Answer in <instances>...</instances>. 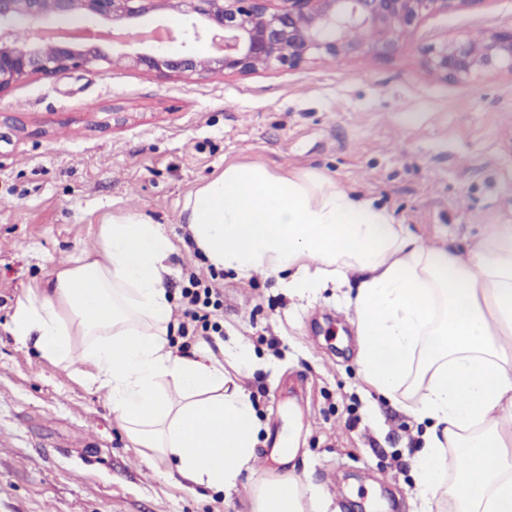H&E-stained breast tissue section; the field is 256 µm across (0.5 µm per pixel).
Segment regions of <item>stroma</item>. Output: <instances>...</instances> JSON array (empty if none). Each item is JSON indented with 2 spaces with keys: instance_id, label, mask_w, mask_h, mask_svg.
I'll use <instances>...</instances> for the list:
<instances>
[{
  "instance_id": "1",
  "label": "stroma",
  "mask_w": 512,
  "mask_h": 512,
  "mask_svg": "<svg viewBox=\"0 0 512 512\" xmlns=\"http://www.w3.org/2000/svg\"><path fill=\"white\" fill-rule=\"evenodd\" d=\"M511 27L512 0H481L428 15L412 41L369 59L203 78L104 63L0 92V512H248L250 474L190 491L128 439L107 390L18 344V303L127 214L169 235L179 302L186 269L211 276L183 205L233 164L323 173L425 244L466 252L512 224V74L455 83L429 73L427 50ZM214 279L220 341L250 353L230 375L256 409L261 476L295 471L320 512H427L420 393L382 395L361 372L358 274L301 297L262 271ZM290 435L292 463L275 462Z\"/></svg>"
}]
</instances>
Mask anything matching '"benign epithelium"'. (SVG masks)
I'll use <instances>...</instances> for the list:
<instances>
[{"label":"benign epithelium","mask_w":512,"mask_h":512,"mask_svg":"<svg viewBox=\"0 0 512 512\" xmlns=\"http://www.w3.org/2000/svg\"><path fill=\"white\" fill-rule=\"evenodd\" d=\"M482 0H0V92L33 76L101 62L159 74L247 75L296 69L309 61L366 58L396 51L426 15L472 8ZM173 11L181 28L145 29L142 18ZM64 21L70 28L52 26ZM24 23L29 38L14 27ZM209 41L218 56L200 54ZM167 42L179 43L169 54ZM435 76L459 83L474 74H512V29L479 40L452 36L428 49Z\"/></svg>","instance_id":"1"}]
</instances>
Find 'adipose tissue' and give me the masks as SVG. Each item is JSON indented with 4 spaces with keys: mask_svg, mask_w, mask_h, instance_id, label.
<instances>
[{
    "mask_svg": "<svg viewBox=\"0 0 512 512\" xmlns=\"http://www.w3.org/2000/svg\"><path fill=\"white\" fill-rule=\"evenodd\" d=\"M196 248L242 276L276 275L289 295L362 275L355 296L359 364L389 395L423 368L415 407L429 424L421 491L453 512H512V224H495L467 255L428 247L387 209L317 173L225 168L185 204ZM173 244L135 215L102 229V246L60 266L18 304L12 334L55 362L86 367L107 389L135 445L190 490L235 486L258 459L250 397L229 387L208 348L176 354L166 282ZM456 462L445 480V453ZM316 491L293 473L256 478L250 512H313Z\"/></svg>",
    "mask_w": 512,
    "mask_h": 512,
    "instance_id": "obj_1",
    "label": "adipose tissue"
}]
</instances>
